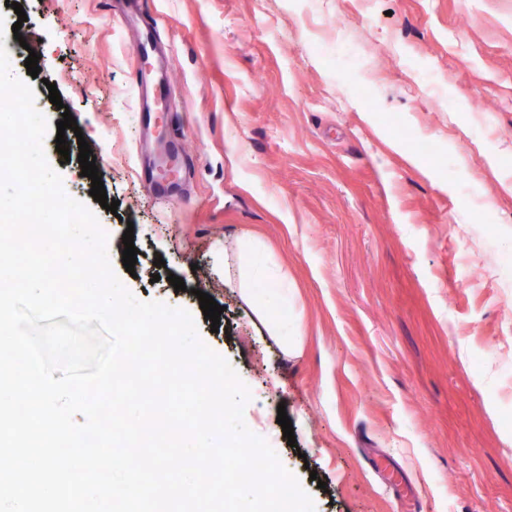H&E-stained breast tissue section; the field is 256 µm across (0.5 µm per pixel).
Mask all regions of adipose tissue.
<instances>
[{
    "label": "adipose tissue",
    "mask_w": 512,
    "mask_h": 512,
    "mask_svg": "<svg viewBox=\"0 0 512 512\" xmlns=\"http://www.w3.org/2000/svg\"><path fill=\"white\" fill-rule=\"evenodd\" d=\"M260 244L255 240H244L239 244L237 285L243 299L250 303L257 314H264L267 305L273 300L287 298L288 290L279 271L257 266L255 257ZM264 283V294H256L257 283Z\"/></svg>",
    "instance_id": "ef3b65f1"
}]
</instances>
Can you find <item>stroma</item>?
Instances as JSON below:
<instances>
[{
  "label": "stroma",
  "mask_w": 512,
  "mask_h": 512,
  "mask_svg": "<svg viewBox=\"0 0 512 512\" xmlns=\"http://www.w3.org/2000/svg\"><path fill=\"white\" fill-rule=\"evenodd\" d=\"M18 2L26 21L0 0L21 26L10 71L79 126L69 161L43 141L65 193L124 286L188 311L235 369L246 426L314 512H512V0ZM147 28L160 58L134 51ZM143 72L169 92L148 116ZM82 139L117 212L90 194ZM249 236L288 276L278 321L302 326L300 355L217 271Z\"/></svg>",
  "instance_id": "stroma-1"
}]
</instances>
